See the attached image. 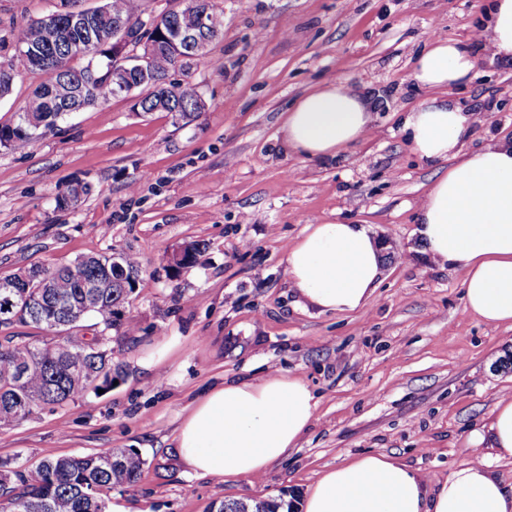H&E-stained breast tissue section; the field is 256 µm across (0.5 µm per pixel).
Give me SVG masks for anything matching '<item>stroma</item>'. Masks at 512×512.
<instances>
[{"mask_svg": "<svg viewBox=\"0 0 512 512\" xmlns=\"http://www.w3.org/2000/svg\"><path fill=\"white\" fill-rule=\"evenodd\" d=\"M104 0H0V35ZM224 37L190 70L198 118L136 112L119 96L72 113L23 149L0 148V278L113 251L137 258L136 328L109 346L125 363L111 390L0 423V461L135 448L146 464L115 491L121 512H209L216 500L303 498L327 469L387 455L431 480L484 461L512 489V460L480 438L512 395V329L465 309L464 274L439 267L415 236L417 203L438 167L420 159L402 119L429 91L410 81L429 35L471 40L486 0H222ZM327 80L369 87L373 129L337 158L287 149L288 110ZM453 98L485 122L476 149L512 135V65L481 62ZM91 191L60 210L58 192ZM367 224L385 245L369 304L309 308L288 284L287 256L317 222ZM197 262L173 272L191 242ZM303 379L316 408L295 448L259 479L192 473L175 448L190 408L221 382Z\"/></svg>", "mask_w": 512, "mask_h": 512, "instance_id": "35a3bbf8", "label": "stroma"}]
</instances>
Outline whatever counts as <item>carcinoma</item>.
<instances>
[{
  "instance_id": "carcinoma-1",
  "label": "carcinoma",
  "mask_w": 512,
  "mask_h": 512,
  "mask_svg": "<svg viewBox=\"0 0 512 512\" xmlns=\"http://www.w3.org/2000/svg\"><path fill=\"white\" fill-rule=\"evenodd\" d=\"M144 0H108L105 6L90 14L89 24L70 23L71 11L59 12L56 18L57 37L51 44L35 40V31L43 23L39 19L24 27H12L7 37L11 52L9 63L3 65L14 72V64L41 77L23 109L10 123L0 124V148L25 147L57 129L73 108L84 109L113 96L112 83L106 81L105 70L92 68L96 62L112 65V58L124 46L112 39V26L120 22H136L144 14ZM205 25V36L214 41L224 35V10L213 0H198L181 10L161 14L156 27L154 55L148 63L154 81H146L135 68L130 79L139 90L136 106L145 113L159 111L169 88L180 96L186 111L178 120L190 121L200 112L198 87L186 82L174 83L169 73L188 71L199 60L189 51V44L179 43L180 54L171 48L168 36L175 26L194 32ZM71 188L57 195L56 208L67 210L78 202V193ZM109 255L90 256L82 275H74L69 267L54 268L55 288L34 300L32 310L11 319H0V326H43L56 333L50 343L14 342L6 337L0 343V410L13 409L16 421L30 418L37 410L62 405L86 394L107 391L125 374L123 362L114 359L108 348L106 332L122 334L134 328L127 315V306L134 290L124 287V279L115 276L108 288L91 284L107 276ZM88 308L83 318L96 320L99 330L80 336L81 322L70 320L72 309ZM146 460L135 448L109 449L104 452L46 459L35 470H9L0 463V512H110L112 490L133 485ZM295 501L283 493L274 498L226 501L213 504L216 512H289Z\"/></svg>"
}]
</instances>
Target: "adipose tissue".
I'll return each instance as SVG.
<instances>
[{
  "label": "adipose tissue",
  "instance_id": "ef3b65f1",
  "mask_svg": "<svg viewBox=\"0 0 512 512\" xmlns=\"http://www.w3.org/2000/svg\"><path fill=\"white\" fill-rule=\"evenodd\" d=\"M478 39L489 61L512 62V0H490ZM476 68L468 45L444 37L431 38L414 62L412 82L432 94L407 112L403 129L416 155L449 164L416 208V232L433 263L464 272L469 313L512 327V137L463 152L481 118L448 94ZM375 110L367 88L328 81L289 110L282 140L308 157H334L370 132ZM383 262V247L365 225L321 222L290 249L288 280L308 306L353 312L374 295ZM314 410L309 387L296 377L223 383L182 420L176 448L198 476L259 477L297 445ZM304 512H512V493L479 461L431 486L389 456L369 455L323 473L306 492Z\"/></svg>",
  "mask_w": 512,
  "mask_h": 512
}]
</instances>
